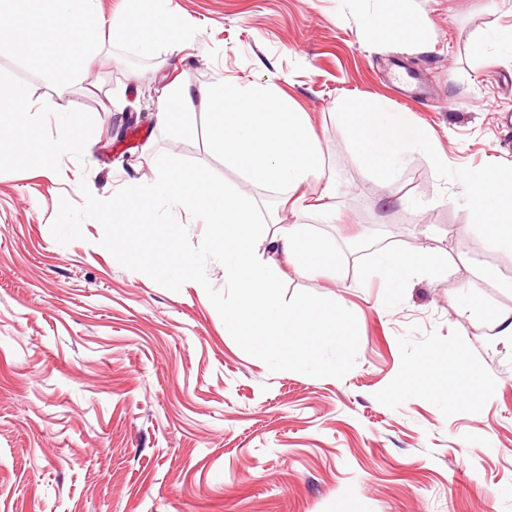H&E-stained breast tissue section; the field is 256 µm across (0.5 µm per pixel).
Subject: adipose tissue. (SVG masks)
Returning a JSON list of instances; mask_svg holds the SVG:
<instances>
[{"label":"adipose tissue","instance_id":"adipose-tissue-1","mask_svg":"<svg viewBox=\"0 0 512 512\" xmlns=\"http://www.w3.org/2000/svg\"><path fill=\"white\" fill-rule=\"evenodd\" d=\"M57 20L69 24L76 36L71 54H82L97 40L99 0H49ZM212 129L215 146L224 162L238 169L253 184L285 192L290 222L271 217L258 219L254 201L232 188L221 197H200L204 178L198 172L163 171L149 183L132 182L130 196L149 200L153 208L149 221L159 224L164 213L202 207L208 223L224 240V277L235 289L238 303L224 309L225 318L241 327L258 323L264 329L307 340L317 335L316 313L309 308H284L274 297L280 262L294 264L296 273H314L325 266L327 246L312 236L302 218L309 210L304 189L310 182L322 183V217H329L336 196L328 177L323 150L309 117L262 84L225 86ZM336 123L369 173L370 179L386 183L398 178L414 155L428 156L436 169L448 165L439 155L432 138L413 123L410 112L396 108L383 98L345 101ZM462 204L472 221L496 246L512 249V167L490 166L462 175ZM264 240L268 260L258 259L251 249L255 239ZM374 271L391 287L443 273L442 259L426 254L378 252Z\"/></svg>","mask_w":512,"mask_h":512}]
</instances>
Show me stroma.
<instances>
[{"label": "stroma", "instance_id": "stroma-1", "mask_svg": "<svg viewBox=\"0 0 512 512\" xmlns=\"http://www.w3.org/2000/svg\"><path fill=\"white\" fill-rule=\"evenodd\" d=\"M126 0H101L103 35L86 58L67 28L40 23L47 0H18L28 52L0 50V78L47 103L0 162V512H512V338L496 315L512 291L477 277L469 246L498 251L459 200V174L512 166V61L477 50L512 24V0H166L179 51L112 35ZM404 22L406 37L393 34ZM188 90L192 128L164 84ZM272 86L307 112L336 185L335 214L311 231L337 246L335 273L284 267L304 290L354 313L355 367L341 379L270 372L232 339L195 282L170 291L125 269L103 228L58 243L60 199L80 183L106 199L173 165L233 187L261 213L279 191L253 185L211 144L212 93ZM404 101L448 159L417 155L389 185L369 180L336 126L346 99ZM169 114L159 124L157 112ZM74 112L80 154L47 156L54 115ZM134 112L126 137L112 120ZM421 205L409 214L405 198ZM379 249L443 252L444 275L388 287ZM477 319L459 329L458 289Z\"/></svg>", "mask_w": 512, "mask_h": 512}]
</instances>
